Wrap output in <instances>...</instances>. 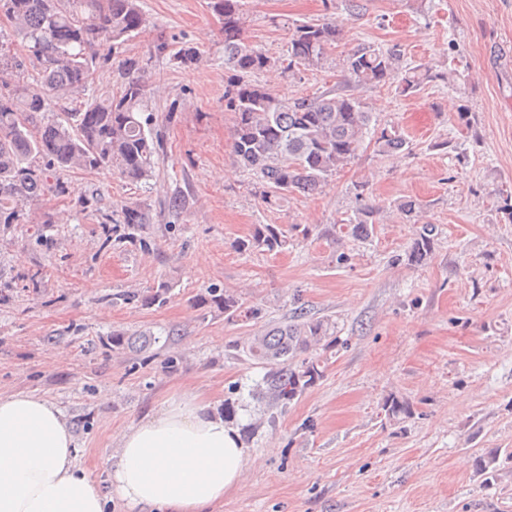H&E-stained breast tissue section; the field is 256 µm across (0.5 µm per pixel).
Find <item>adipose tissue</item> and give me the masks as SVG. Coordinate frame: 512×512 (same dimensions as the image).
<instances>
[{"label":"adipose tissue","mask_w":512,"mask_h":512,"mask_svg":"<svg viewBox=\"0 0 512 512\" xmlns=\"http://www.w3.org/2000/svg\"><path fill=\"white\" fill-rule=\"evenodd\" d=\"M62 411L30 394H0V512H209L238 490L248 461L236 427L182 397L125 432L110 465L111 494L77 463Z\"/></svg>","instance_id":"obj_1"}]
</instances>
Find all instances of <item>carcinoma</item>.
Returning <instances> with one entry per match:
<instances>
[{
    "mask_svg": "<svg viewBox=\"0 0 512 512\" xmlns=\"http://www.w3.org/2000/svg\"><path fill=\"white\" fill-rule=\"evenodd\" d=\"M210 7L223 23L224 67L236 72V80L224 92L225 109L233 114L231 151L237 163L257 178L265 203L296 193H318L358 157L368 136L381 155L408 145L395 127L372 128V112L352 93L330 90L286 98L251 81V75L273 68L274 63L245 40L241 0H210ZM0 16L12 23L13 36L26 51L18 56L0 45V210H13L23 199L65 192L62 178L75 169L108 168L130 183L151 177L157 144L146 130L147 86L138 77L145 71L139 59H125L119 91L88 98L59 120L45 119L56 100L91 86L96 61H108L113 50L146 30L148 21L139 0H0ZM342 35L343 23L336 20L296 25L283 69L321 67ZM401 58L398 48L383 52L362 45L347 54L343 67L359 85L395 82L404 95L429 83L448 82L447 74L424 64L400 68ZM170 60L189 67L201 58L184 46ZM28 61L36 64V82L13 83L14 74ZM364 190L359 186V206L348 223L355 240L370 238L378 224V208L366 202ZM147 221L144 211L126 206L115 224L133 240ZM436 232L434 224L422 226L410 262L419 265L430 257ZM287 245L288 237L278 225L257 224L237 248L270 253ZM168 293V284L162 283L145 296L132 292L124 299L160 303ZM201 301L224 312L228 321L260 314V309L244 306L226 289L209 288ZM331 329V324L310 317L299 305L291 321L271 327L243 346L249 357L268 367L260 391L271 405L291 403L323 378L324 365L311 351L331 336ZM111 341L114 349L146 350L156 337L149 332L139 336L114 332ZM508 460L512 461L511 451L482 448L475 453L474 469L488 482Z\"/></svg>",
    "mask_w": 512,
    "mask_h": 512,
    "instance_id": "cac0c4a2",
    "label": "carcinoma"
}]
</instances>
